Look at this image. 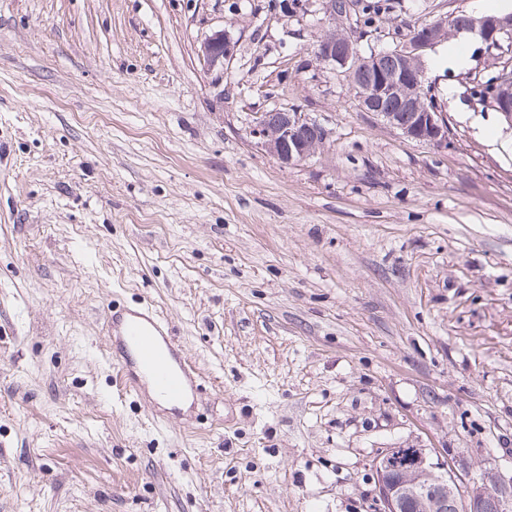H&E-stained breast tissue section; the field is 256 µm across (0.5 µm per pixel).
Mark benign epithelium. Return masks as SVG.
Instances as JSON below:
<instances>
[{
    "label": "benign epithelium",
    "instance_id": "1",
    "mask_svg": "<svg viewBox=\"0 0 512 512\" xmlns=\"http://www.w3.org/2000/svg\"><path fill=\"white\" fill-rule=\"evenodd\" d=\"M331 19L337 25L328 30L314 47L322 64L339 68L355 86L360 107L383 119L392 128L419 143L448 147V116L429 100L425 88V60L428 54L461 32L480 36L489 47L512 41V13L476 15L463 10L429 23L417 25L411 38L385 53L364 54L356 40L341 25L345 14L328 0ZM234 43L228 32L217 31L201 43L198 55L211 67L222 66L233 55ZM370 72L371 82L357 87V77ZM493 108L512 128V79L494 82ZM252 133L285 166L314 156L329 137L317 120L303 112L283 110L276 121L265 112L253 118ZM377 488V512H459L460 498L452 471L430 462L424 448L414 449L406 459L399 448H387L373 462ZM465 512H512L499 492L483 488L471 493Z\"/></svg>",
    "mask_w": 512,
    "mask_h": 512
}]
</instances>
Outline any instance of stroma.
<instances>
[{
    "label": "stroma",
    "instance_id": "stroma-1",
    "mask_svg": "<svg viewBox=\"0 0 512 512\" xmlns=\"http://www.w3.org/2000/svg\"><path fill=\"white\" fill-rule=\"evenodd\" d=\"M359 3L366 53L482 11ZM327 4L0 0V512H374L388 448L512 491V131L469 83L512 53H432L450 144L419 143L316 61ZM279 110L325 146L282 166L251 134ZM145 306L187 410L106 355ZM234 43L227 31H217L201 43L198 55L211 67L223 66L233 55Z\"/></svg>",
    "mask_w": 512,
    "mask_h": 512
}]
</instances>
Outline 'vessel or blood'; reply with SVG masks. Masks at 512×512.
<instances>
[{
	"label": "vessel or blood",
	"mask_w": 512,
	"mask_h": 512,
	"mask_svg": "<svg viewBox=\"0 0 512 512\" xmlns=\"http://www.w3.org/2000/svg\"><path fill=\"white\" fill-rule=\"evenodd\" d=\"M113 335L119 348L112 360L126 373V385L137 389L140 378H148L154 394L177 404L196 395L197 377L190 361L169 334V327L153 313L131 311L111 314Z\"/></svg>",
	"instance_id": "1"
}]
</instances>
